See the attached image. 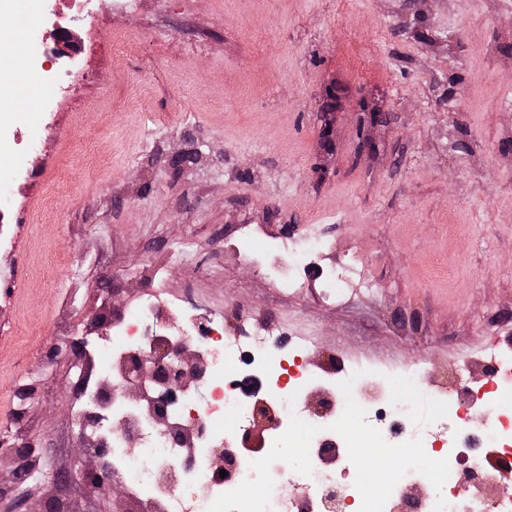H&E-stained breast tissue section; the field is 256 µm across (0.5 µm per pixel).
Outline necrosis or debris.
<instances>
[{"instance_id":"1","label":"necrosis or debris","mask_w":512,"mask_h":512,"mask_svg":"<svg viewBox=\"0 0 512 512\" xmlns=\"http://www.w3.org/2000/svg\"><path fill=\"white\" fill-rule=\"evenodd\" d=\"M155 318L153 300L141 302L106 335L86 340L89 359L108 358L102 375L82 387L75 423L83 429L92 450H107L109 473L141 501V512H313L311 501L284 498L281 481L315 487L316 498L336 492L352 499L356 512H512V493L488 504L476 496V478L485 474V444L497 446L503 464H512V404L499 398L502 382L512 381V352L494 351L490 357V390L463 391L467 406L483 403L496 407V425L472 431L444 395L428 394L417 402L389 400L387 408L367 403L363 424L377 448H409L413 455L404 469L383 472L376 462L357 456L338 470L322 472L319 463L336 453V429H317L306 419L300 390L312 374L297 366L308 344L287 343L255 332L228 337L218 319L199 321L192 308H184L182 324L170 332L171 344L188 343L198 351L202 373L198 385L180 393L168 405L176 418L199 420L195 443L198 453L178 444L165 424L155 421L145 406L126 400L120 387V363L133 351L146 348L147 332ZM266 384L272 391L279 433L265 451L263 465L235 462L219 473L209 461L213 448L223 445V420L235 417L246 424L253 416L252 396L245 382ZM427 410L434 427L448 433V445L429 452L427 433L420 427V410ZM294 447L307 449L305 465L280 468L283 436ZM433 467L442 483L431 498H409L402 489L409 474L421 466Z\"/></svg>"}]
</instances>
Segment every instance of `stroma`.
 Listing matches in <instances>:
<instances>
[{"label":"stroma","mask_w":512,"mask_h":512,"mask_svg":"<svg viewBox=\"0 0 512 512\" xmlns=\"http://www.w3.org/2000/svg\"><path fill=\"white\" fill-rule=\"evenodd\" d=\"M52 9L40 0L35 33L48 49L55 28L75 34L77 80L0 112V428L37 443L19 490L0 454L1 501L109 512L69 478L76 359L52 349L152 295L167 325L189 291L225 335L250 318L308 341L312 372L357 364L395 398L420 363L430 390L453 366L484 383L512 344V0H112L101 24L96 0ZM366 99L386 114L370 155ZM243 235L256 261L233 250ZM287 235L317 240L342 288L312 275L282 291L264 249ZM364 395L336 388L339 456L365 435ZM275 426L230 425L226 445L261 461Z\"/></svg>","instance_id":"1"}]
</instances>
